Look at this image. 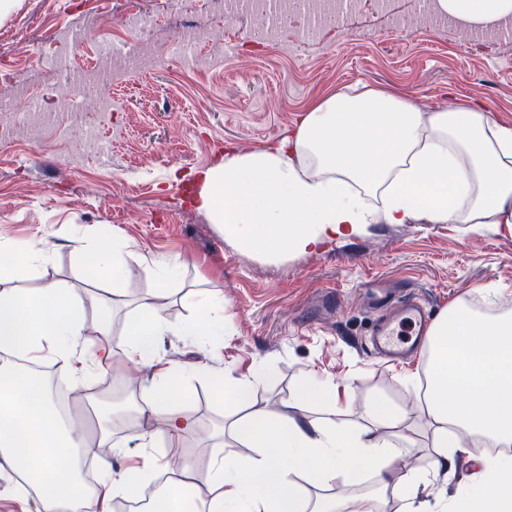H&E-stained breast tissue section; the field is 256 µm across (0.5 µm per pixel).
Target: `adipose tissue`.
<instances>
[{"instance_id": "obj_1", "label": "adipose tissue", "mask_w": 512, "mask_h": 512, "mask_svg": "<svg viewBox=\"0 0 512 512\" xmlns=\"http://www.w3.org/2000/svg\"><path fill=\"white\" fill-rule=\"evenodd\" d=\"M439 11L486 30L512 18V0H437ZM195 207L217 232L252 253L272 259L316 253L366 224H407L425 216L434 224H512V127L478 106L427 112L382 90L337 91L319 101L296 126L267 144L232 151L197 181ZM98 283L108 296L86 307L77 290L55 282L29 291L14 279L46 262V244H20L0 235V479L22 474L11 497L27 501L35 485L36 512H110L112 500L130 496L152 464L114 470L110 457L96 462L100 478L87 489L79 451L114 447L107 419L93 438L73 433L56 410L47 384L18 369V360L42 365L52 356L63 386L85 382L122 361L144 370L149 385L132 412L145 448L166 450L194 430L196 417L186 383L209 378L208 366L188 371L165 362L159 339L169 332L197 343L224 333V298L195 291L197 313L171 327L157 307L178 269L176 261L146 256L121 237L87 238ZM162 282L157 296L139 299L134 319L112 338V311L122 304L134 269ZM94 327L99 343L87 350L83 334ZM423 375L404 379L422 392L430 455L447 463L464 454L479 464L470 488L446 501L445 512H512V311L496 313L453 304L433 322L423 353ZM258 367L224 387V403L242 407L225 419L221 440L251 448V455L217 454L210 497L188 494L190 468H182L152 512H414L413 492L422 472L401 471L394 460L414 447L403 416L386 398H373L368 424L332 419L296 421L287 412L256 405L258 386L273 378ZM163 426L151 428L155 418ZM496 447L488 454L486 446ZM308 474L324 488L371 478L369 490L342 498L318 496L305 506L296 478Z\"/></svg>"}]
</instances>
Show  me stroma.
Returning <instances> with one entry per match:
<instances>
[{"label": "stroma", "instance_id": "stroma-1", "mask_svg": "<svg viewBox=\"0 0 512 512\" xmlns=\"http://www.w3.org/2000/svg\"><path fill=\"white\" fill-rule=\"evenodd\" d=\"M419 7V0H389L385 10L349 13L314 39L305 35L307 18L292 13L271 44L255 38L250 17L225 26L224 0H12L0 13V53L10 55L15 41L29 53L10 55L13 74L0 82V95L23 105L73 79L109 81L106 109L86 113L80 133L64 115L16 129L0 113V234L23 244L42 238L53 251L18 287L58 282L97 293L77 250L86 235L118 234L145 255L181 263L170 282L175 295L158 303L171 325L194 313L192 282L224 294L223 337L200 346L168 334L160 342L166 360L188 370L214 366L229 379L269 366L277 381L258 387L255 399L271 408L305 377L328 378L348 387L341 420L364 423L367 401L381 394L405 407L406 427L418 432L423 415L400 379L422 363H389L365 350L371 297L412 289L440 314L493 290L500 306L512 308V226L368 224L320 252L271 261L220 236L183 188L225 151L260 148L330 91L357 84L413 96L427 111L475 104L512 126V38L465 40L451 24H417ZM133 8L157 16V25L138 33L115 24ZM195 31L211 38L197 46L201 64L191 67L167 47ZM135 36L151 50L140 67L117 66L96 51L101 40ZM106 384L140 396L148 377L118 363L74 387L76 425L94 419ZM191 397L197 425L179 452L205 499L214 433L230 409L207 381H193ZM416 440L396 464L428 475L415 490L416 512H440L467 482L455 464L434 470L426 436Z\"/></svg>", "mask_w": 512, "mask_h": 512}]
</instances>
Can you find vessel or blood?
Segmentation results:
<instances>
[{"instance_id": "obj_1", "label": "vessel or blood", "mask_w": 512, "mask_h": 512, "mask_svg": "<svg viewBox=\"0 0 512 512\" xmlns=\"http://www.w3.org/2000/svg\"><path fill=\"white\" fill-rule=\"evenodd\" d=\"M389 316L380 321L364 345L373 355L402 361L413 357L426 341L432 314L410 294L386 298Z\"/></svg>"}]
</instances>
